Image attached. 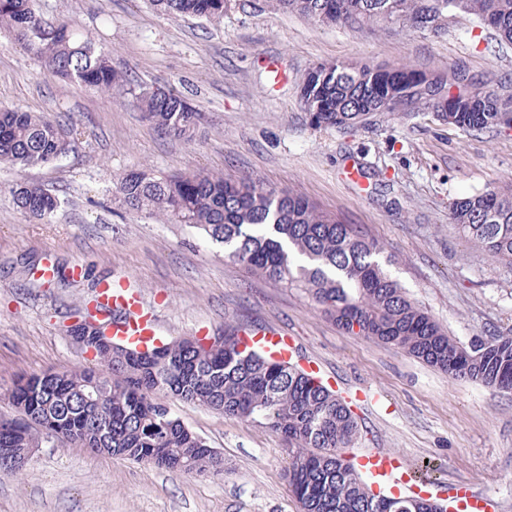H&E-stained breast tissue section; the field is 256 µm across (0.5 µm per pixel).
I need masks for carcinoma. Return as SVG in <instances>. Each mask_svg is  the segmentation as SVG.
I'll use <instances>...</instances> for the list:
<instances>
[{
	"mask_svg": "<svg viewBox=\"0 0 512 512\" xmlns=\"http://www.w3.org/2000/svg\"><path fill=\"white\" fill-rule=\"evenodd\" d=\"M161 13L208 21L224 17L231 0H149ZM324 25L361 26L391 19L435 33L448 12L476 17L512 43V0H268ZM37 0H0V30L26 43L52 75L102 93L128 80L106 53L64 21L49 23ZM300 97L317 127H358L370 113L431 112L465 131L493 132L512 124V105L476 86L458 68L424 72L407 63L375 67L327 61L312 67ZM145 118L165 136L189 140L200 113L173 91L136 94ZM76 125L43 113L0 110V164L26 169L73 151ZM121 200L201 230L228 257L253 272L305 290L345 333L394 345L451 377L467 376L512 391V335L459 343L406 296L378 260L380 247L309 200L252 177L200 172L161 176L148 169L119 179ZM16 207L48 219L58 198L32 183L14 190ZM448 221L493 263L512 273V183L455 200ZM240 326L224 342L183 337L138 351L117 342L90 366L33 374L10 392L18 414L0 416V474L43 438L182 473L224 467L206 442L175 418L160 397H172L263 425L288 443V483L302 512H445L420 496L374 493L344 458L358 422L337 395L304 371L257 348H239Z\"/></svg>",
	"mask_w": 512,
	"mask_h": 512,
	"instance_id": "carcinoma-1",
	"label": "carcinoma"
}]
</instances>
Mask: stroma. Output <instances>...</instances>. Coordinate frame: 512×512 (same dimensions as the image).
<instances>
[{"label": "stroma", "instance_id": "1", "mask_svg": "<svg viewBox=\"0 0 512 512\" xmlns=\"http://www.w3.org/2000/svg\"><path fill=\"white\" fill-rule=\"evenodd\" d=\"M108 52L132 84L178 91L202 114L191 141L160 135L132 95H105L49 74L0 33V110L73 120L75 151L17 170L0 164V414L16 379L88 364L64 331L106 280L139 292L166 339L247 323L285 333L293 359L319 368L355 412L356 451L396 457L430 493L459 484L512 512V393L454 380L393 346L348 335L300 290L228 259L201 231L128 208L127 172H221L302 196L377 241L408 297L462 344L512 334V275L448 222V205L512 178V126L464 132L432 113L379 115L357 129L315 128L299 90L317 63L353 60L422 70L464 67L512 95V44L470 17L440 34L380 20L325 26L246 0L220 22L170 17L148 0H38ZM60 201L48 222L16 207V183ZM83 278L48 287L30 262ZM172 413L224 456L220 473L186 475L45 440L21 474L0 476V512H300L287 444L258 423L170 400Z\"/></svg>", "mask_w": 512, "mask_h": 512}]
</instances>
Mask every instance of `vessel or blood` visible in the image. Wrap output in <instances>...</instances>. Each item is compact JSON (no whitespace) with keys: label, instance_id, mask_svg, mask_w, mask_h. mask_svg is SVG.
<instances>
[{"label":"vessel or blood","instance_id":"b4317fda","mask_svg":"<svg viewBox=\"0 0 512 512\" xmlns=\"http://www.w3.org/2000/svg\"><path fill=\"white\" fill-rule=\"evenodd\" d=\"M101 305L122 310L125 320L115 323L110 334L114 341L138 350L157 344V329L153 318L144 313L137 294L131 293L124 283L103 285L98 290ZM242 344L246 347L260 346L288 356L291 345L282 333L275 329L264 331H246L242 334ZM360 464L366 467L376 486L390 484H408L406 473L401 472L391 454L370 450L360 458Z\"/></svg>","mask_w":512,"mask_h":512}]
</instances>
